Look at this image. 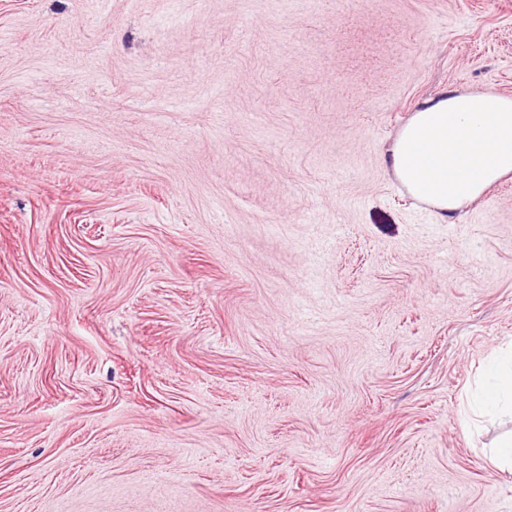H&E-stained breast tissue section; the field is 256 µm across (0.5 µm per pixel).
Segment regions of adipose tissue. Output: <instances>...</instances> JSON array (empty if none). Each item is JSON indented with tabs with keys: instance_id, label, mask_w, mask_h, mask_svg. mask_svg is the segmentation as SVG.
Here are the masks:
<instances>
[{
	"instance_id": "obj_1",
	"label": "adipose tissue",
	"mask_w": 512,
	"mask_h": 512,
	"mask_svg": "<svg viewBox=\"0 0 512 512\" xmlns=\"http://www.w3.org/2000/svg\"><path fill=\"white\" fill-rule=\"evenodd\" d=\"M387 152L409 194L447 219L512 175V97L446 90L413 113Z\"/></svg>"
}]
</instances>
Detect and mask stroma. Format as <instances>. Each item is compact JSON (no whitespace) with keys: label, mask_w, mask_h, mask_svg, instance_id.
I'll return each instance as SVG.
<instances>
[{"label":"stroma","mask_w":512,"mask_h":512,"mask_svg":"<svg viewBox=\"0 0 512 512\" xmlns=\"http://www.w3.org/2000/svg\"><path fill=\"white\" fill-rule=\"evenodd\" d=\"M512 96V0H0V512H512V178L387 148ZM387 153L409 194L446 220L512 174V97L448 89L413 113ZM492 383L481 399V405L494 409L503 402L512 405V354L505 357L491 371Z\"/></svg>","instance_id":"stroma-1"}]
</instances>
